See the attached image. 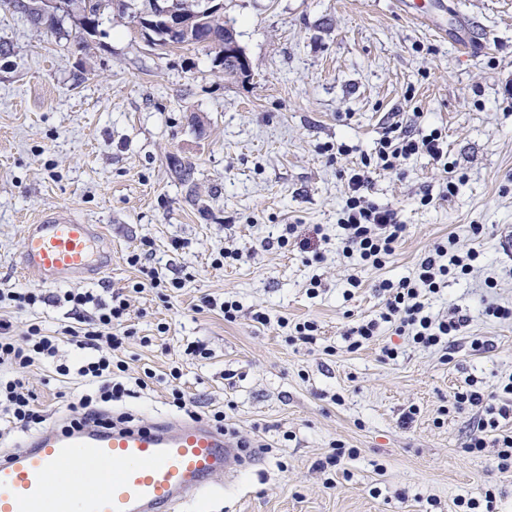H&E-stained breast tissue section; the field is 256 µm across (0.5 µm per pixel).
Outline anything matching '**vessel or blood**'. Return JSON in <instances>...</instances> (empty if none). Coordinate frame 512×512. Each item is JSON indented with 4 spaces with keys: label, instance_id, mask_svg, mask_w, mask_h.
Listing matches in <instances>:
<instances>
[{
    "label": "vessel or blood",
    "instance_id": "vessel-or-blood-1",
    "mask_svg": "<svg viewBox=\"0 0 512 512\" xmlns=\"http://www.w3.org/2000/svg\"><path fill=\"white\" fill-rule=\"evenodd\" d=\"M111 265L98 225L72 208L43 212L23 228L21 267L44 283L93 280ZM62 462L81 470L87 483L48 497ZM243 463L242 449L203 420L52 425L23 449L0 455V512H174ZM99 465L109 470L102 484L94 478Z\"/></svg>",
    "mask_w": 512,
    "mask_h": 512
}]
</instances>
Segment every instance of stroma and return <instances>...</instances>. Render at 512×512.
<instances>
[{"label": "stroma", "mask_w": 512, "mask_h": 512, "mask_svg": "<svg viewBox=\"0 0 512 512\" xmlns=\"http://www.w3.org/2000/svg\"><path fill=\"white\" fill-rule=\"evenodd\" d=\"M447 3L448 34L438 37L401 0H224L250 64L243 80L225 78L202 47L155 50L106 21L81 51L75 18H64L65 37H46L0 8V289H129L143 275L128 258L151 241L150 267L183 286L164 301L151 289L132 296L136 335L117 355L130 376L148 367L155 379L114 403L113 415L140 425L182 419L167 383L177 362L198 411H225L235 438L260 445L237 478L217 477L211 498L177 512H457V497L488 490L498 512H512V470L500 471L492 450L465 452L468 415L439 414L467 379L489 392L512 373V322L485 313L512 306V255L501 245L512 232V0ZM462 34L483 51L465 53ZM393 124L441 130L458 189L445 196L449 175L425 155L399 173L374 172L367 196L395 208L407 235L385 268L348 266L335 240L343 173ZM339 145L347 154L331 158ZM178 163L191 165V181L176 175ZM60 207L100 226L112 266L99 280L48 285L22 270L24 224ZM289 224L295 241L277 248ZM475 224L484 227L477 239ZM451 237L480 253L475 272L449 279L432 301L434 314L468 318L452 361L386 324L350 350L349 328L384 308L376 284L410 275ZM304 238L318 261L304 263ZM224 248L241 259L213 266ZM353 275L362 282L354 290ZM206 295L236 297L243 310L227 322L199 310ZM256 310L269 324L253 321ZM281 317L316 321L317 342L289 341ZM473 336L488 349L472 350ZM192 343L207 357L187 356ZM386 345L400 349L397 360L383 361ZM27 378L53 424L86 388L55 380L46 364ZM336 440L357 454L321 473Z\"/></svg>", "instance_id": "stroma-1"}]
</instances>
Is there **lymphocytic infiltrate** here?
I'll return each instance as SVG.
<instances>
[{"mask_svg": "<svg viewBox=\"0 0 512 512\" xmlns=\"http://www.w3.org/2000/svg\"><path fill=\"white\" fill-rule=\"evenodd\" d=\"M375 154V159H362L360 167L350 169L346 176L347 192L338 224V255L380 270L404 240L406 227L398 223L394 209L379 206L366 196L371 166L394 171L400 162L416 155L424 154L442 162L447 160L448 153L441 131H406L393 125L379 139ZM479 257V251L473 248L459 252L454 240L449 239L425 253L411 275L382 280L378 291L385 299L384 309L378 318L350 329V349H359L372 341L380 324L386 323L415 347L449 350L466 319L433 315L429 300L440 292L449 276L471 274ZM63 299L80 312L81 318L78 325L51 333L33 323L25 336H18L10 317L0 314V365L9 367L8 372H0V437L34 429L45 420L26 376L28 368L36 363L53 364L59 376L74 374L94 384L93 392L77 395L69 405L78 421L98 417L104 404L121 401L128 395L129 385L145 389L154 377L147 370L140 377L129 378L125 362L112 355L134 334L133 329L124 325L128 301L122 294H112L107 303L89 290L66 292ZM64 337L77 349L89 350V357L70 364L57 362L59 342ZM450 406L454 412L470 416L473 432L466 452L478 454L493 447L498 469H512V374L501 377L491 393L471 384L454 388Z\"/></svg>", "mask_w": 512, "mask_h": 512, "instance_id": "obj_1", "label": "lymphocytic infiltrate"}]
</instances>
